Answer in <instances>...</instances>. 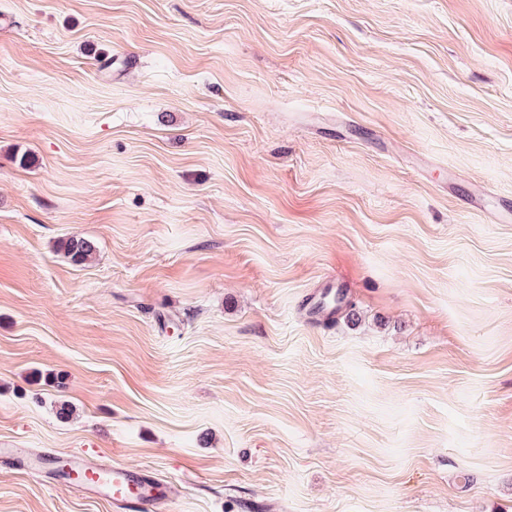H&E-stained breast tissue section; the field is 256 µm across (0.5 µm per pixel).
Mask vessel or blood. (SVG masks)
I'll return each instance as SVG.
<instances>
[{
	"label": "vessel or blood",
	"mask_w": 512,
	"mask_h": 512,
	"mask_svg": "<svg viewBox=\"0 0 512 512\" xmlns=\"http://www.w3.org/2000/svg\"><path fill=\"white\" fill-rule=\"evenodd\" d=\"M11 457L16 469L32 470L61 482H74L84 490L112 502L122 512H164L170 490L145 471L123 464L102 466L95 460L74 453L32 456L18 448H0L1 456Z\"/></svg>",
	"instance_id": "1"
}]
</instances>
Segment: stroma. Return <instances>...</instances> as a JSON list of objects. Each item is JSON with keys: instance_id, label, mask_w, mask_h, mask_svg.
Masks as SVG:
<instances>
[{"instance_id": "obj_1", "label": "stroma", "mask_w": 512, "mask_h": 512, "mask_svg": "<svg viewBox=\"0 0 512 512\" xmlns=\"http://www.w3.org/2000/svg\"><path fill=\"white\" fill-rule=\"evenodd\" d=\"M0 447L512 512V0H0ZM0 512L118 510L0 465ZM60 248L74 265L85 264L96 253L95 244L82 237H69L61 242Z\"/></svg>"}]
</instances>
